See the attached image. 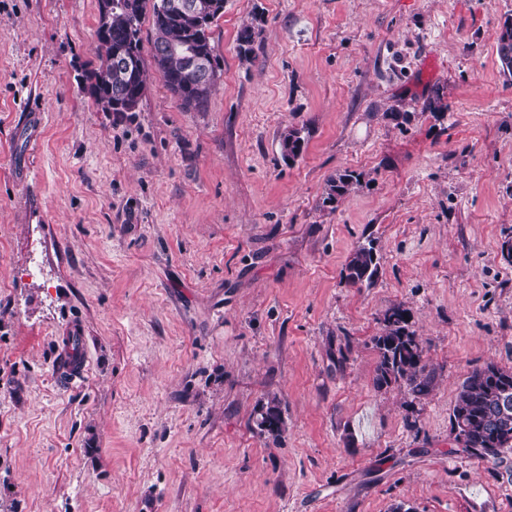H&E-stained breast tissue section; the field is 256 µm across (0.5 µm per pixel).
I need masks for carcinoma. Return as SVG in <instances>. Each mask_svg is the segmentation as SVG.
Returning <instances> with one entry per match:
<instances>
[{
  "label": "carcinoma",
  "mask_w": 512,
  "mask_h": 512,
  "mask_svg": "<svg viewBox=\"0 0 512 512\" xmlns=\"http://www.w3.org/2000/svg\"><path fill=\"white\" fill-rule=\"evenodd\" d=\"M163 0H125L124 9L112 14L110 37H96V54L102 64L88 65L83 81H99L113 68V55L124 51L130 58L131 73L112 75V88L119 90L138 105L146 90V66L142 38V19L150 16L153 38L149 41L153 66L165 85L186 110H200L217 87L220 60L211 44V29L224 15V0H215V8L204 14H176L167 11ZM240 52L254 53L255 31L246 26L237 36ZM204 55L213 68V78L201 81L190 66L197 55ZM280 152L284 159L299 157L304 149L301 130L287 127L280 134ZM360 181V174L343 170L327 184L324 203L333 204ZM346 278L354 286L368 287L378 277V261L374 241L359 245L346 264ZM410 312L401 305L383 314V332L372 338L377 353L375 385L378 388L397 384L415 398L426 396L436 379V372L426 359L423 343L411 329ZM507 390L512 394V370L495 364L476 368L462 381L450 424L466 433L464 452L487 462L497 463L512 450V413L507 419L491 415L492 394ZM282 412L277 400L259 410L257 427L271 435L281 431Z\"/></svg>",
  "instance_id": "carcinoma-1"
}]
</instances>
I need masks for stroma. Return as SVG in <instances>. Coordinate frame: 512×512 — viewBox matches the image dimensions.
Here are the masks:
<instances>
[{
    "mask_svg": "<svg viewBox=\"0 0 512 512\" xmlns=\"http://www.w3.org/2000/svg\"><path fill=\"white\" fill-rule=\"evenodd\" d=\"M97 11L0 0V512H512V452L449 423L473 369H512V0H224L205 107L151 69L124 116L79 90ZM398 304L437 372L419 399L374 385ZM304 138L301 130L294 127H287L280 134L279 145L282 157L285 160H294L299 157L304 149ZM359 181L360 174L354 171L343 170L337 172L336 176L332 177L327 184L326 196L323 202L325 204L337 203L338 200L346 195ZM346 278L354 286H373L378 277L376 248L372 239L359 245L346 264ZM282 412L279 402L274 398L267 406L259 410L256 417V425L261 431H267L271 435H278L281 431Z\"/></svg>",
    "mask_w": 512,
    "mask_h": 512,
    "instance_id": "obj_1",
    "label": "stroma"
}]
</instances>
